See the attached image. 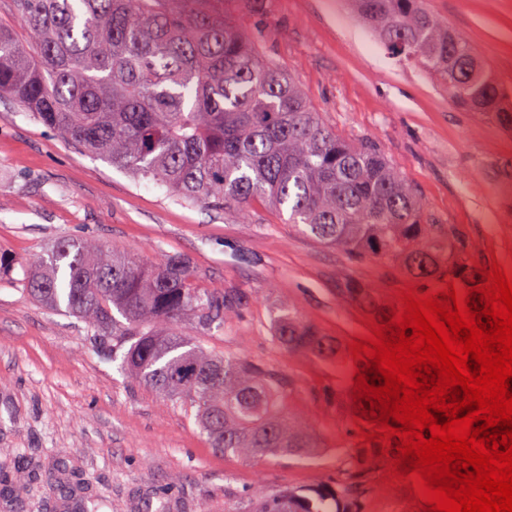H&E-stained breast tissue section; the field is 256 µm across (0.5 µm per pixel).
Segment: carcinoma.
Here are the masks:
<instances>
[{
    "label": "carcinoma",
    "mask_w": 512,
    "mask_h": 512,
    "mask_svg": "<svg viewBox=\"0 0 512 512\" xmlns=\"http://www.w3.org/2000/svg\"><path fill=\"white\" fill-rule=\"evenodd\" d=\"M201 0H10L21 27L0 23V95L133 180L193 204L245 213L261 201L351 259L387 258L422 285L481 283L456 232L426 223L421 198L368 141L328 128L300 84L236 23ZM393 58L437 78L456 107L512 127V92L474 47L423 0H353ZM23 291L83 319L112 343L132 380L189 405L209 447L246 461L309 456L310 424L288 415L286 380L205 350L180 330L208 333L235 314V293L194 287L190 261L149 263L95 238L60 239L23 269ZM340 298L382 322L391 299L351 274ZM275 338L287 350L343 364L352 353L291 308ZM379 443L342 449L336 479L253 499L245 512H370L385 462Z\"/></svg>",
    "instance_id": "1"
}]
</instances>
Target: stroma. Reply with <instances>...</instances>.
I'll list each match as a JSON object with an SVG mask.
<instances>
[{
    "mask_svg": "<svg viewBox=\"0 0 512 512\" xmlns=\"http://www.w3.org/2000/svg\"><path fill=\"white\" fill-rule=\"evenodd\" d=\"M209 5L295 75L326 125L373 141L423 198L429 223L454 228L471 260H497L512 276V129L455 108L437 81L388 54L347 0ZM426 5L512 90V0ZM82 237L111 252L187 257L195 287L236 292L237 315L199 342L288 378L286 410L311 422L316 453L259 464L215 453L185 406L132 384L83 321L29 299L22 262L59 239ZM0 252L14 262L0 274V460L20 456L47 475L17 482L24 512H72L49 478L62 466L83 479L95 512H241L255 496L328 482L338 449L358 436L352 415L336 406L347 372L281 347L274 316L289 306L348 344L368 329L364 313L337 296L344 275L389 295L411 283L385 259L350 264L261 203L242 219L134 182L66 145L7 97H0Z\"/></svg>",
    "mask_w": 512,
    "mask_h": 512,
    "instance_id": "35a3bbf8",
    "label": "stroma"
}]
</instances>
